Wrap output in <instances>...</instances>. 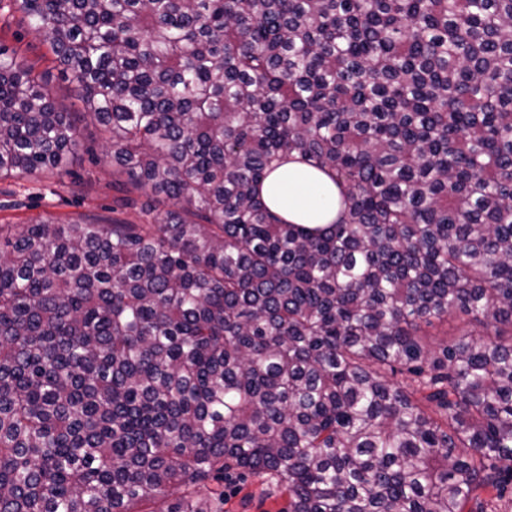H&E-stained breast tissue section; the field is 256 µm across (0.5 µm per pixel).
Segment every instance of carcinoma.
I'll use <instances>...</instances> for the list:
<instances>
[{
  "instance_id": "cac0c4a2",
  "label": "carcinoma",
  "mask_w": 512,
  "mask_h": 512,
  "mask_svg": "<svg viewBox=\"0 0 512 512\" xmlns=\"http://www.w3.org/2000/svg\"><path fill=\"white\" fill-rule=\"evenodd\" d=\"M13 2L82 111L0 46V179L68 175L89 118L150 202L0 224V512H224L230 471L286 512H495L512 0ZM290 155L334 223L263 201ZM456 312L483 333L431 349Z\"/></svg>"
}]
</instances>
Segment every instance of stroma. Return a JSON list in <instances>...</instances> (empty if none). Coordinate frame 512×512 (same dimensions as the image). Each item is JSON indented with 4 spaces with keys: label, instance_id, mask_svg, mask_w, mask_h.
Returning <instances> with one entry per match:
<instances>
[{
    "label": "stroma",
    "instance_id": "1",
    "mask_svg": "<svg viewBox=\"0 0 512 512\" xmlns=\"http://www.w3.org/2000/svg\"><path fill=\"white\" fill-rule=\"evenodd\" d=\"M0 43L16 49L35 73H49L48 90L60 109L81 111L75 84L52 70L47 47L28 27L23 13L15 9L0 13ZM83 144L70 166L71 176L0 180V224H28L46 218L67 222L78 217L104 224L115 218L141 223L139 206L122 205V194L112 183L109 160L94 162L87 154L88 148L102 146V133L93 122L83 124ZM287 506V494L265 479L237 474L224 478V512H284Z\"/></svg>",
    "mask_w": 512,
    "mask_h": 512
}]
</instances>
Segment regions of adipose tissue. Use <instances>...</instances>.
<instances>
[{
  "mask_svg": "<svg viewBox=\"0 0 512 512\" xmlns=\"http://www.w3.org/2000/svg\"><path fill=\"white\" fill-rule=\"evenodd\" d=\"M261 195L274 212L292 224L315 228L336 219L339 191L335 183L293 159L264 179Z\"/></svg>",
  "mask_w": 512,
  "mask_h": 512,
  "instance_id": "obj_1",
  "label": "adipose tissue"
}]
</instances>
